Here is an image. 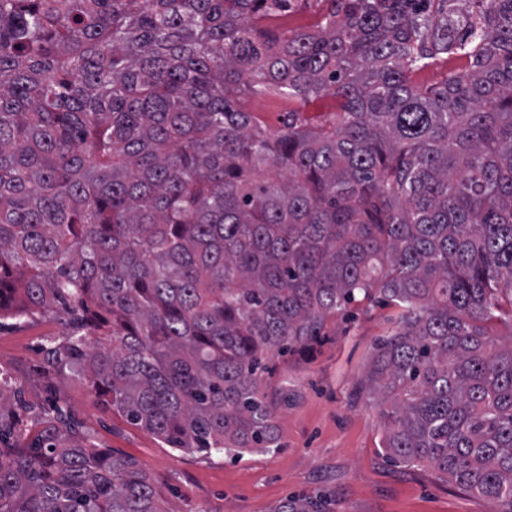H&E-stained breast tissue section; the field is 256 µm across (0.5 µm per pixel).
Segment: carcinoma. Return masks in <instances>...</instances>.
Masks as SVG:
<instances>
[{
	"label": "carcinoma",
	"mask_w": 512,
	"mask_h": 512,
	"mask_svg": "<svg viewBox=\"0 0 512 512\" xmlns=\"http://www.w3.org/2000/svg\"><path fill=\"white\" fill-rule=\"evenodd\" d=\"M294 2L0 0V321L63 312L49 375L239 456L277 444L268 361L384 300V453L512 512V0H325L291 29ZM240 92L288 100L282 127ZM30 413L1 371L0 512H166L59 404Z\"/></svg>",
	"instance_id": "carcinoma-1"
}]
</instances>
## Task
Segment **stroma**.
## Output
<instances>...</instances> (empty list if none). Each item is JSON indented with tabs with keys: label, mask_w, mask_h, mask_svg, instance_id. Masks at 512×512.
<instances>
[{
	"label": "stroma",
	"mask_w": 512,
	"mask_h": 512,
	"mask_svg": "<svg viewBox=\"0 0 512 512\" xmlns=\"http://www.w3.org/2000/svg\"><path fill=\"white\" fill-rule=\"evenodd\" d=\"M398 316L383 303L355 305L328 322L321 342L275 358L270 395L284 387L294 395L274 417L278 445L237 458L170 448L97 401L83 380L46 377L42 347L64 330L58 314L5 320L0 370L19 379L33 404L63 398L102 449L136 459L168 512H273L297 494L328 496L332 512H494L482 495L429 467L395 465L382 450L380 412L359 385L376 341Z\"/></svg>",
	"instance_id": "35a3bbf8"
}]
</instances>
